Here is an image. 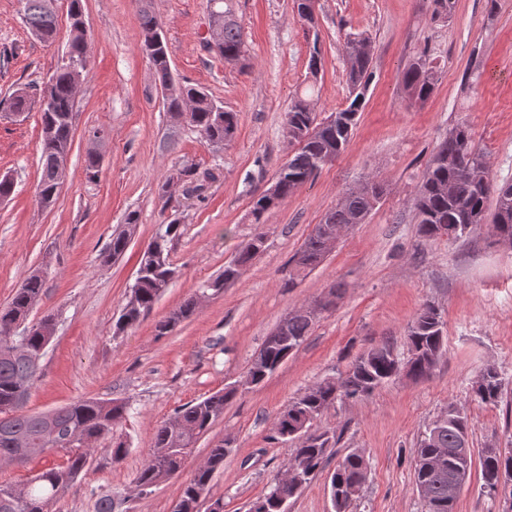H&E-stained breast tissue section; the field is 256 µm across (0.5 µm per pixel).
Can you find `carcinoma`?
<instances>
[{
  "label": "carcinoma",
  "instance_id": "cac0c4a2",
  "mask_svg": "<svg viewBox=\"0 0 512 512\" xmlns=\"http://www.w3.org/2000/svg\"><path fill=\"white\" fill-rule=\"evenodd\" d=\"M210 14L221 24V39L215 52L230 64L247 66V49L241 27L231 6L224 0H209ZM23 23L28 31L45 43L56 39L58 28L55 15L44 10L42 0H22ZM143 54L151 64L161 87L167 90L164 107L175 114L185 106L189 124L213 146L224 145L225 136L236 133L237 114L224 109L202 89L174 81L165 44L151 46V39L160 32L155 16L141 5ZM85 29L70 22L66 54L54 73L41 84L32 86L33 94L20 92L9 102L12 112H25L38 105L41 125L40 179L38 202L51 206L57 198L64 174L60 163L71 149L74 112V89L88 73ZM348 61L346 81L350 89L346 107L320 120L311 106L312 88L296 94L288 107L285 123L293 131L297 147L288 162L278 171L276 198L260 194L252 202L254 222L261 223L269 211L313 178L326 164L339 157L351 141L357 116L362 111L372 77L373 47L366 37L345 42ZM436 72L425 55L411 62L402 74V85L408 102L423 103L434 92ZM496 194L493 213H488L491 194ZM384 184L369 179L364 187L345 193L322 222L315 225L305 238L295 258L288 281L318 266L327 256V243L332 232L341 226L362 224L381 202ZM418 231L425 239L446 237L456 240L487 225L490 236L507 235L512 239V182L498 185L491 182L484 154L474 145L470 128L457 124L436 148L423 174L414 197ZM138 223V214L125 216L126 229L114 234L102 253V262L118 259L127 249L130 230ZM179 224L172 220L158 227L147 243L138 263L135 282L115 323L123 332L151 310L155 301L173 280L176 269L169 259V244L178 235ZM265 244V234L258 232L239 250L224 272L208 281L202 293L216 295L234 282ZM43 293V279L37 273L25 277L10 302L0 308V462H11L16 454L13 440L24 436L33 443L46 444L44 421L76 442L65 464L48 468L29 481L0 484V512H47V503L56 500L77 477L87 473L93 443L112 435V430L128 414L127 403L117 400L83 398L42 413L23 412L30 392L39 378L35 359L46 351L45 329L53 317L46 315L29 324L27 319ZM197 298L191 296L156 325L159 335L173 331L195 311ZM313 318L303 312L288 315L268 336L252 359L245 378L254 385L262 383L285 360L288 347H299L308 336ZM444 322L435 305L426 303L408 324L405 335L409 351L441 356L445 349ZM400 361L387 344L376 346L359 355L348 370L336 379L319 382L289 401L288 407L275 421L277 439L285 433L299 431L293 439L300 446L292 450L288 471L293 477L286 483H275L268 493L256 499L249 512H282L281 504L298 494L297 485H306L325 465L336 432L315 429L314 422L327 410L344 399H358L373 394L390 380L400 376ZM503 378L495 367L485 369L472 386V392L484 404L495 405L502 394ZM236 395V389L225 388L178 409L174 416L160 424L154 433L153 456L143 465L135 484L146 492L161 482L179 477L184 457L182 449L191 447L193 440L224 415V407ZM469 420L451 413L439 417L425 433L414 450L416 485L425 487L422 496L425 512H454L448 505V467H472V459L448 456L447 465H428L429 458L442 448L453 451L468 442ZM230 449L220 443L209 450L206 462L194 475L182 483L178 500L179 512H198L199 499L206 495L215 472L224 469ZM500 467L512 469V452L494 456L481 455V472L486 474ZM368 473L364 457L356 452L344 456L331 476V491L335 495V512H352L359 499Z\"/></svg>",
  "mask_w": 512,
  "mask_h": 512
}]
</instances>
